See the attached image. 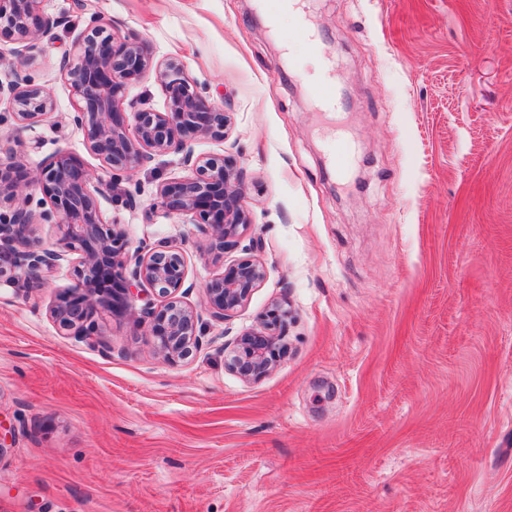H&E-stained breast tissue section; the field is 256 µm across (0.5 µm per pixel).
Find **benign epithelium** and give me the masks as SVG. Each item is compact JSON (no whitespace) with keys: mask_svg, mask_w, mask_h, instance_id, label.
I'll return each instance as SVG.
<instances>
[{"mask_svg":"<svg viewBox=\"0 0 512 512\" xmlns=\"http://www.w3.org/2000/svg\"><path fill=\"white\" fill-rule=\"evenodd\" d=\"M42 0H0V31L6 29L26 41L17 55H29L37 41L61 20L40 12ZM61 70L82 106L73 123L86 133L89 149L112 172V192H123L128 211L139 210V192L121 188L155 157L175 154L192 171L156 185L158 216H181L198 225V232L225 251L238 245L252 226L242 205L244 173L228 158L195 152L200 136L222 139L231 123L229 113L211 103L189 82L180 62H156L134 35L117 37L108 25L91 15L76 39L74 50L61 60ZM154 74L164 95L163 109L131 100L129 109L119 94ZM10 104L19 128L51 117L55 104L48 93L17 75L4 86L0 101ZM102 186L77 157L60 152L44 167L30 172L17 153L0 162V284L39 288L69 256L77 255L74 283L63 289L51 308L58 324L76 336L97 332L98 316L107 311L130 317L148 327L155 350L167 360L181 359L202 344L203 316L216 322L232 317L265 277L258 261L229 265L205 284V312L179 297L187 278L185 255L168 238L127 251L121 224L102 222L89 186ZM37 188L52 210L35 214L26 204L27 190ZM55 224L59 237L51 248L39 240V228ZM152 289L160 304L135 308L139 293ZM292 319L288 303L276 302L260 323L224 346L225 365L246 381L257 380L274 368L287 352L285 336Z\"/></svg>","mask_w":512,"mask_h":512,"instance_id":"1","label":"benign epithelium"}]
</instances>
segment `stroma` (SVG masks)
<instances>
[{
  "mask_svg": "<svg viewBox=\"0 0 512 512\" xmlns=\"http://www.w3.org/2000/svg\"><path fill=\"white\" fill-rule=\"evenodd\" d=\"M301 2L315 51L259 0H92L231 112L195 150L244 168L253 225L221 254L180 217L147 222L156 184L188 174L175 155L138 174L139 213L94 194L103 221L132 251L182 243L198 309L224 265L266 275L176 362L126 318L102 314L100 342L62 329L72 263L43 288L1 286L0 512H512V0ZM41 9L66 24L22 63L1 35L0 81L23 64L56 110L22 130L1 103L0 148L103 172L60 69L88 15ZM319 54L332 114L314 102ZM334 137L355 148L343 174ZM279 301L288 352L243 380L224 345Z\"/></svg>",
  "mask_w": 512,
  "mask_h": 512,
  "instance_id": "stroma-1",
  "label": "stroma"
}]
</instances>
